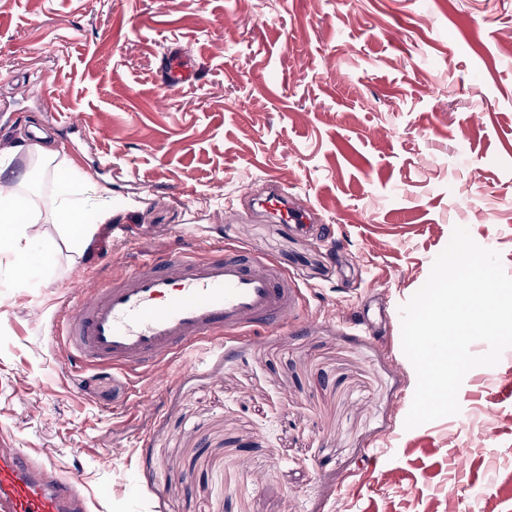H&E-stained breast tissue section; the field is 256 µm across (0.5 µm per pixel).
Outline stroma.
I'll return each mask as SVG.
<instances>
[{
    "label": "stroma",
    "instance_id": "stroma-1",
    "mask_svg": "<svg viewBox=\"0 0 512 512\" xmlns=\"http://www.w3.org/2000/svg\"><path fill=\"white\" fill-rule=\"evenodd\" d=\"M174 44L197 68L178 89ZM0 158L45 210L91 176L127 229L38 224L25 266L0 255V448L51 460L94 512H512V348L466 374L457 415L408 430L399 313L454 227L512 275V0H0ZM269 178L338 247L248 213ZM192 226L295 280L287 335L157 385L31 322Z\"/></svg>",
    "mask_w": 512,
    "mask_h": 512
}]
</instances>
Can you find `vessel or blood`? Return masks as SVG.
Returning a JSON list of instances; mask_svg holds the SVG:
<instances>
[{"label":"vessel or blood","instance_id":"b4317fda","mask_svg":"<svg viewBox=\"0 0 512 512\" xmlns=\"http://www.w3.org/2000/svg\"><path fill=\"white\" fill-rule=\"evenodd\" d=\"M164 66L168 87L194 77L179 49L167 53ZM254 207L280 224L317 220L275 181ZM299 299V289L268 258L236 247L191 245L139 255L110 278L84 282L52 318L37 308L32 319L49 321L62 348L83 365L109 364L164 382L172 363L201 367L205 354L222 349L227 338L287 334ZM0 512H92V503L27 449L11 448L0 451Z\"/></svg>","mask_w":512,"mask_h":512}]
</instances>
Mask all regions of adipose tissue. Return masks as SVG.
I'll return each mask as SVG.
<instances>
[{
	"instance_id": "ef3b65f1",
	"label": "adipose tissue",
	"mask_w": 512,
	"mask_h": 512,
	"mask_svg": "<svg viewBox=\"0 0 512 512\" xmlns=\"http://www.w3.org/2000/svg\"><path fill=\"white\" fill-rule=\"evenodd\" d=\"M26 181V174H17L11 180L12 191L0 193V252L21 255L31 229L49 220L59 224L62 240L87 241L96 233L98 223L113 216L111 206L101 202L99 193L79 197L63 186L57 190L50 211H43L21 195Z\"/></svg>"
}]
</instances>
